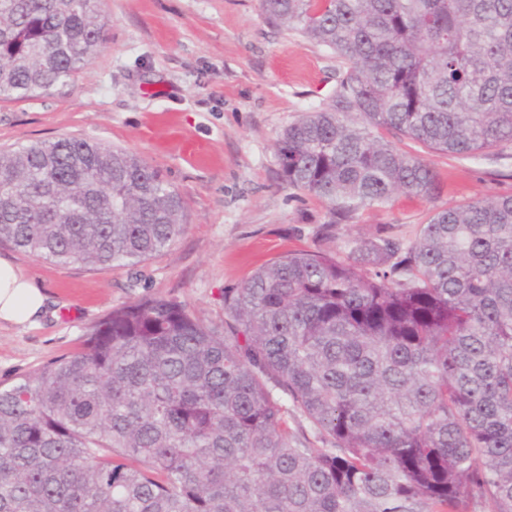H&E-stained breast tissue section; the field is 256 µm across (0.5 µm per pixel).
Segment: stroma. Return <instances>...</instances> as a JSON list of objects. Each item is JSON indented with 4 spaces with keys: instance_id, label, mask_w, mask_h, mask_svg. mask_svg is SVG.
<instances>
[{
    "instance_id": "1",
    "label": "stroma",
    "mask_w": 512,
    "mask_h": 512,
    "mask_svg": "<svg viewBox=\"0 0 512 512\" xmlns=\"http://www.w3.org/2000/svg\"><path fill=\"white\" fill-rule=\"evenodd\" d=\"M102 9L105 47L71 86L0 100V151L61 137L126 149L181 195L188 224L169 250L133 267L59 266L0 246L47 295L38 323L0 324V382L78 351L93 324L146 296L222 323L225 289L314 245L329 220L324 203L283 181L274 148L299 113L333 96L339 64L329 50L270 23L260 0H103ZM399 147L437 171L439 194L365 208L337 225V245L406 242L434 210L512 195V157Z\"/></svg>"
}]
</instances>
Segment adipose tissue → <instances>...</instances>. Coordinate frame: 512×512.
<instances>
[{
  "label": "adipose tissue",
  "mask_w": 512,
  "mask_h": 512,
  "mask_svg": "<svg viewBox=\"0 0 512 512\" xmlns=\"http://www.w3.org/2000/svg\"><path fill=\"white\" fill-rule=\"evenodd\" d=\"M45 306L44 291L25 278L11 261L0 257V323L37 322Z\"/></svg>",
  "instance_id": "obj_1"
}]
</instances>
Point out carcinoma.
Wrapping results in <instances>:
<instances>
[{"instance_id": "carcinoma-1", "label": "carcinoma", "mask_w": 512, "mask_h": 512, "mask_svg": "<svg viewBox=\"0 0 512 512\" xmlns=\"http://www.w3.org/2000/svg\"><path fill=\"white\" fill-rule=\"evenodd\" d=\"M102 0H0V98L67 87L106 41ZM327 47L334 95L275 143L331 215L224 290L113 309L84 347L0 384V512H512V196L435 211L415 239L330 226L437 174L393 139L512 150V0H261ZM139 156L60 138L0 152V244L135 266L184 231ZM303 417L316 448L290 430Z\"/></svg>"}]
</instances>
